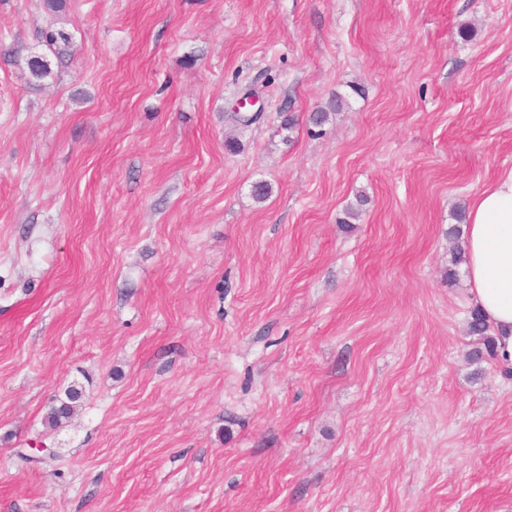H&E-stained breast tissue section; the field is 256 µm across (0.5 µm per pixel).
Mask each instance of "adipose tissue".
Returning <instances> with one entry per match:
<instances>
[{"instance_id":"adipose-tissue-1","label":"adipose tissue","mask_w":512,"mask_h":512,"mask_svg":"<svg viewBox=\"0 0 512 512\" xmlns=\"http://www.w3.org/2000/svg\"><path fill=\"white\" fill-rule=\"evenodd\" d=\"M465 232L471 302L491 327L498 359L512 367V170L471 203Z\"/></svg>"}]
</instances>
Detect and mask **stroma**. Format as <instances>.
<instances>
[{"label":"stroma","instance_id":"stroma-1","mask_svg":"<svg viewBox=\"0 0 512 512\" xmlns=\"http://www.w3.org/2000/svg\"><path fill=\"white\" fill-rule=\"evenodd\" d=\"M40 4L0 0V512H512L448 235L512 170V0H68L33 87ZM40 39L48 53L34 54L26 60L28 82L33 86H42L43 82L53 75L55 64H61L74 50L71 36L53 24L40 31ZM36 55L43 61L37 59ZM65 398L58 399L57 405L51 407L46 420L49 426L56 427L62 420L68 419L76 407V403L82 398V389L72 385L64 393Z\"/></svg>","mask_w":512,"mask_h":512}]
</instances>
